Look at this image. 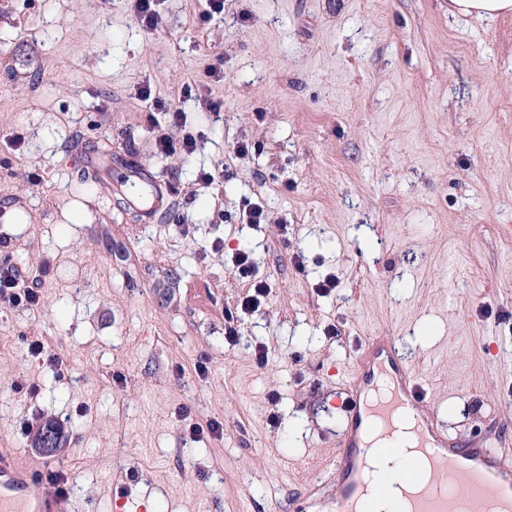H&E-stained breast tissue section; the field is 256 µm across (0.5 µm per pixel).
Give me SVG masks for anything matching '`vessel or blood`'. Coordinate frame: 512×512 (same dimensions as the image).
Listing matches in <instances>:
<instances>
[{"label": "vessel or blood", "instance_id": "vessel-or-blood-1", "mask_svg": "<svg viewBox=\"0 0 512 512\" xmlns=\"http://www.w3.org/2000/svg\"><path fill=\"white\" fill-rule=\"evenodd\" d=\"M415 421L418 444L407 469L404 512H512V455L483 438L449 440L435 403L391 337H367L357 348L354 384L343 402L344 427L334 465L336 500L320 512H371L369 463L363 438L369 423L393 429L399 412ZM43 470L14 449L0 448V512H58L61 500L38 489Z\"/></svg>", "mask_w": 512, "mask_h": 512}]
</instances>
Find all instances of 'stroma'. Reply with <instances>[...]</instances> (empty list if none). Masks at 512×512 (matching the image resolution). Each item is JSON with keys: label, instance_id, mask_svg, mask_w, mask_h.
Wrapping results in <instances>:
<instances>
[{"label": "stroma", "instance_id": "obj_1", "mask_svg": "<svg viewBox=\"0 0 512 512\" xmlns=\"http://www.w3.org/2000/svg\"><path fill=\"white\" fill-rule=\"evenodd\" d=\"M205 8L163 0L148 31L130 0H0V135L24 138L0 151V236L44 275L39 306L0 302V447L39 460L33 430L60 422L62 512H283L335 495L356 345L381 334L452 438L512 451V13ZM218 57L220 82L207 75ZM190 82L219 112L183 97ZM142 83L186 113L192 155L157 154ZM243 138L260 149L241 160ZM94 145L122 168L80 173ZM203 169L230 176L206 186ZM151 176L174 206L144 224ZM255 205L267 223H246ZM241 249L271 293L231 346ZM24 336L61 372L26 358ZM214 418L222 436L189 434ZM26 356L41 361L43 365L51 368L60 369L64 364L63 360L56 353L49 351L44 342L39 339L27 340Z\"/></svg>", "mask_w": 512, "mask_h": 512}]
</instances>
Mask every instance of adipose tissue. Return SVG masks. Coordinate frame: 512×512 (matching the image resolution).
Returning a JSON list of instances; mask_svg holds the SVG:
<instances>
[{
	"mask_svg": "<svg viewBox=\"0 0 512 512\" xmlns=\"http://www.w3.org/2000/svg\"><path fill=\"white\" fill-rule=\"evenodd\" d=\"M411 427V418L404 416L396 421L391 436L382 435L376 428L370 429L366 436L373 468L372 479L389 487L387 494L373 499L372 512H401L403 508L400 487L407 478V472L402 461L408 458L413 443Z\"/></svg>",
	"mask_w": 512,
	"mask_h": 512,
	"instance_id": "1",
	"label": "adipose tissue"
}]
</instances>
